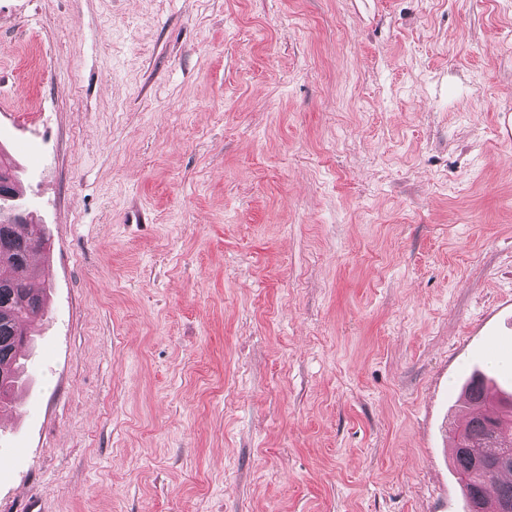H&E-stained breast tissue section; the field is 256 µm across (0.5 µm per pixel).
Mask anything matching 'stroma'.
Masks as SVG:
<instances>
[{
    "instance_id": "obj_1",
    "label": "stroma",
    "mask_w": 512,
    "mask_h": 512,
    "mask_svg": "<svg viewBox=\"0 0 512 512\" xmlns=\"http://www.w3.org/2000/svg\"><path fill=\"white\" fill-rule=\"evenodd\" d=\"M45 227L0 512H467L512 338V0H0ZM464 396L477 407L479 415L459 426L461 429L453 436L458 483L468 506H478L482 512H506L508 506L512 509V480H502L501 476L512 474V409H501L498 404L512 408V396L489 388L478 373L471 377ZM505 455L508 462L496 467L491 475L474 471V456L500 461ZM510 474L504 475L511 478ZM488 485L495 486L494 500L485 496Z\"/></svg>"
}]
</instances>
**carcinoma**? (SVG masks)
Returning <instances> with one entry per match:
<instances>
[{"label": "carcinoma", "instance_id": "cac0c4a2", "mask_svg": "<svg viewBox=\"0 0 512 512\" xmlns=\"http://www.w3.org/2000/svg\"><path fill=\"white\" fill-rule=\"evenodd\" d=\"M17 189L0 193V376L12 390L19 383L17 353L26 344V332L20 325L44 314L45 297L33 292L28 283L30 255L43 248L45 229L27 224L14 215L18 207ZM464 396L477 407L479 415L461 426L453 436V466L467 503L483 512H507L512 507V396L488 387L476 373L466 386ZM483 456L493 461L508 457L491 475L474 470L473 459ZM495 486V498L485 496L487 486Z\"/></svg>", "mask_w": 512, "mask_h": 512}]
</instances>
